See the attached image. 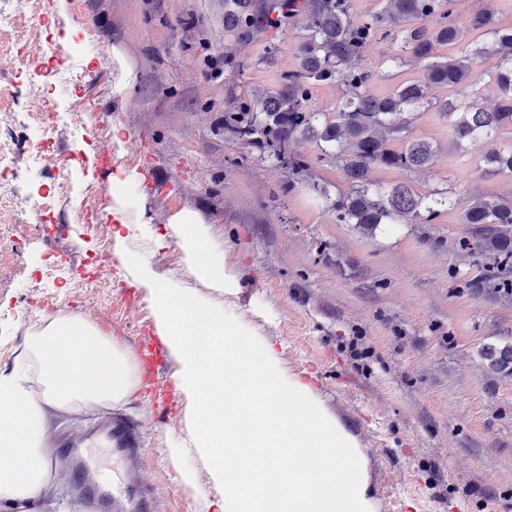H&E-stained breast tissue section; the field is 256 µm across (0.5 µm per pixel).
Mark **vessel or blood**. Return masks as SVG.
<instances>
[{
  "mask_svg": "<svg viewBox=\"0 0 512 512\" xmlns=\"http://www.w3.org/2000/svg\"><path fill=\"white\" fill-rule=\"evenodd\" d=\"M136 346L151 376L169 364L160 345L145 336ZM141 428L127 417L105 413L60 438L55 460L81 490L87 512H152L155 479L143 461Z\"/></svg>",
  "mask_w": 512,
  "mask_h": 512,
  "instance_id": "1",
  "label": "vessel or blood"
}]
</instances>
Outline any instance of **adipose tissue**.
I'll list each match as a JSON object with an SVG mask.
<instances>
[{
  "instance_id": "adipose-tissue-1",
  "label": "adipose tissue",
  "mask_w": 512,
  "mask_h": 512,
  "mask_svg": "<svg viewBox=\"0 0 512 512\" xmlns=\"http://www.w3.org/2000/svg\"><path fill=\"white\" fill-rule=\"evenodd\" d=\"M179 224L183 260L214 288L233 291L237 280L217 252L197 213L182 211ZM39 381L41 397L30 384ZM137 388L131 357L115 348L101 331L76 317H58L32 334L24 364L0 373V447L11 449L13 461L0 466V501L33 499L47 475L43 404L66 409L119 402Z\"/></svg>"
}]
</instances>
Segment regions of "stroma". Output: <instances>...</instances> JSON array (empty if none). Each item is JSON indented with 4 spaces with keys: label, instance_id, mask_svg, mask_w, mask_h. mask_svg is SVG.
<instances>
[{
    "label": "stroma",
    "instance_id": "stroma-1",
    "mask_svg": "<svg viewBox=\"0 0 512 512\" xmlns=\"http://www.w3.org/2000/svg\"><path fill=\"white\" fill-rule=\"evenodd\" d=\"M52 0L27 14L56 38L57 67L39 82L49 112L82 114V129H62L55 149L71 160L47 174L17 168L20 201L0 231V372L25 361L28 338L57 316L83 315L86 302L111 309L107 338L132 353L143 330L156 329L154 298L131 285L120 263L101 267L113 242H100L81 220L83 206L112 221V173L148 167L146 216L165 236L158 249L142 225L124 229L123 246L143 255L158 279L217 307L277 352L283 376L309 381L328 417L350 434L364 461L374 512H512V375L488 372L481 350L512 340V274L493 258L464 249L459 209L470 196H512V175L488 171L483 151H460L435 111L413 113L411 137L436 150L432 167L411 175L376 169L371 180L415 193L451 191L456 209L430 224H383L366 236L326 209L348 191L341 162L317 144L297 142L307 161L292 173L264 149L224 129L236 97L277 88L296 67L299 25L273 31L280 51L260 64L263 42L224 34V0H82L56 25H43ZM73 38H65V31ZM122 46L136 81L112 93L102 58ZM233 51L244 70L224 69ZM125 129L122 153L109 169L91 155L113 125ZM46 192L55 223L29 210L27 196ZM196 212L238 280L231 293L208 287L184 264L170 219ZM133 392L119 410L144 421V459L159 483L162 507L214 512L223 492L197 449L171 460L168 448L189 441L192 403L179 394L174 422L140 411ZM190 469L193 483L178 472ZM22 512H83L73 487L44 486Z\"/></svg>",
    "mask_w": 512,
    "mask_h": 512
}]
</instances>
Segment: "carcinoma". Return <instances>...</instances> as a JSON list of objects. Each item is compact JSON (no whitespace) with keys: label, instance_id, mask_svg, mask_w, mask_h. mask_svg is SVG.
Here are the masks:
<instances>
[{"label":"carcinoma","instance_id":"obj_1","mask_svg":"<svg viewBox=\"0 0 512 512\" xmlns=\"http://www.w3.org/2000/svg\"><path fill=\"white\" fill-rule=\"evenodd\" d=\"M454 0H385L383 8L364 18L351 15L350 0H224V33L235 40L265 41L260 64L272 63L280 48L267 40L271 29L295 19L303 26L297 48L298 66L283 76L276 89L248 95L224 113V129L239 139L269 150L270 157L292 161L299 172L307 167L291 146L308 140L343 163L349 192L333 199L314 190L342 224H353L364 235L381 224H428L452 209L449 192L428 196L414 193L405 182L385 190L370 181L376 168L411 174L431 167L436 150L423 139L406 136L408 117L420 107H436L448 119L452 143L458 149L483 147L488 170L512 174V149L494 147L498 133L512 128V32L496 28L493 11L477 10L460 29L453 20ZM494 37L490 47L465 43L464 32ZM398 39L410 58L424 68V80L401 83L393 93L377 96V75L357 70L351 62L377 38ZM446 47L450 52L439 55ZM498 59L492 75L496 102L481 107L458 98L432 101L430 86L458 87L479 82V60ZM338 83L345 100L334 112L311 106L315 85ZM403 143L400 148L394 147ZM460 223L469 225L467 248L492 257L504 274L512 273V198L474 195L462 210ZM487 369L512 374V345L487 347Z\"/></svg>","mask_w":512,"mask_h":512}]
</instances>
